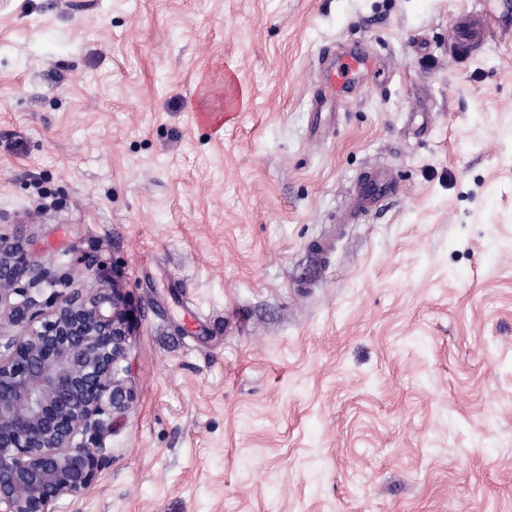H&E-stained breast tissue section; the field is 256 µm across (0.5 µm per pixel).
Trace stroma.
I'll return each mask as SVG.
<instances>
[{
    "label": "stroma",
    "mask_w": 512,
    "mask_h": 512,
    "mask_svg": "<svg viewBox=\"0 0 512 512\" xmlns=\"http://www.w3.org/2000/svg\"><path fill=\"white\" fill-rule=\"evenodd\" d=\"M489 3L0 0V233L132 317L57 512H512V28L450 27ZM453 27L459 37L471 44L481 43L488 20L485 15H463L453 21ZM321 62L326 65L320 83L322 95L317 103L336 99V96L352 91L363 77L374 74L377 67L376 62L363 52H348L337 59L336 56L325 57ZM398 194V186L383 171H375L369 177L359 181L351 195V204L344 221L379 208L383 202Z\"/></svg>",
    "instance_id": "stroma-1"
}]
</instances>
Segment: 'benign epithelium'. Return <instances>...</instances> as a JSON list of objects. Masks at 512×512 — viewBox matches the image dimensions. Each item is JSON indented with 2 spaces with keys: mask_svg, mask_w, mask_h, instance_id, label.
Listing matches in <instances>:
<instances>
[{
  "mask_svg": "<svg viewBox=\"0 0 512 512\" xmlns=\"http://www.w3.org/2000/svg\"><path fill=\"white\" fill-rule=\"evenodd\" d=\"M27 278L28 287L16 282ZM46 273L0 234V512H56L109 458L105 434L131 392L129 322L117 290L44 295Z\"/></svg>",
  "mask_w": 512,
  "mask_h": 512,
  "instance_id": "obj_1",
  "label": "benign epithelium"
}]
</instances>
